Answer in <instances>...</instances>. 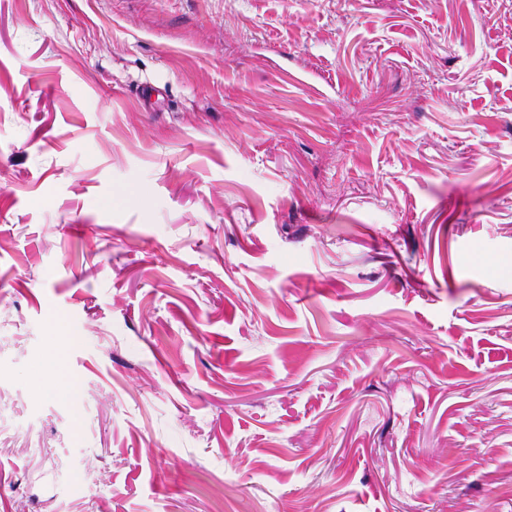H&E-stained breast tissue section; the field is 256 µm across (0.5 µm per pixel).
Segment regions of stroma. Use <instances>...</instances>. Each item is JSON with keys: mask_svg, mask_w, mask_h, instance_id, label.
<instances>
[{"mask_svg": "<svg viewBox=\"0 0 512 512\" xmlns=\"http://www.w3.org/2000/svg\"><path fill=\"white\" fill-rule=\"evenodd\" d=\"M0 512H512V0H0Z\"/></svg>", "mask_w": 512, "mask_h": 512, "instance_id": "stroma-1", "label": "stroma"}]
</instances>
